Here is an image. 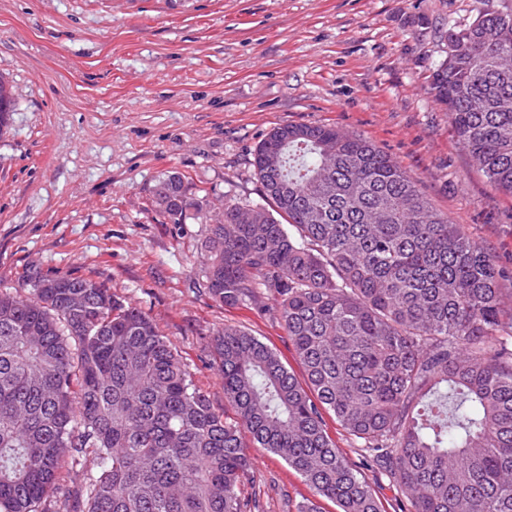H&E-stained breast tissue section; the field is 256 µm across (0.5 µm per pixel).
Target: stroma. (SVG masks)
Listing matches in <instances>:
<instances>
[{"mask_svg": "<svg viewBox=\"0 0 512 512\" xmlns=\"http://www.w3.org/2000/svg\"><path fill=\"white\" fill-rule=\"evenodd\" d=\"M512 0H0V76L17 102L0 134V290L29 268L102 282L174 344L217 412L207 343L247 328L293 362L264 305L222 306L200 271L205 223L170 224L159 180L191 197L264 204L257 144L286 124L331 125L405 168L495 256L512 304V198L496 191L429 93L448 32ZM261 512L311 488L251 449Z\"/></svg>", "mask_w": 512, "mask_h": 512, "instance_id": "stroma-1", "label": "stroma"}]
</instances>
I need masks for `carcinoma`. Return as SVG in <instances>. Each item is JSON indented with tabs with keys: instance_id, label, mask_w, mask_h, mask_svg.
<instances>
[{
	"instance_id": "1",
	"label": "carcinoma",
	"mask_w": 512,
	"mask_h": 512,
	"mask_svg": "<svg viewBox=\"0 0 512 512\" xmlns=\"http://www.w3.org/2000/svg\"><path fill=\"white\" fill-rule=\"evenodd\" d=\"M430 91L457 142L512 195V13L457 31ZM16 100L0 79V131ZM273 209L207 212L183 177L155 203L209 221L201 268L225 306L273 302L302 370L247 329L209 335L233 416L170 340L101 283L30 270L0 291V512H259L244 435L313 490L297 512H382L324 415L386 472L407 512H512V306L495 257L370 141L281 125L254 151Z\"/></svg>"
}]
</instances>
